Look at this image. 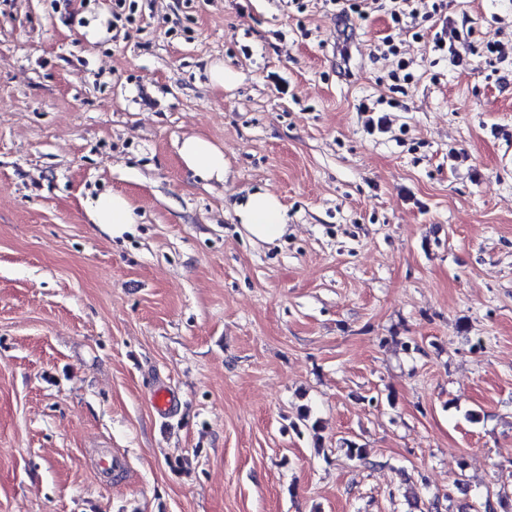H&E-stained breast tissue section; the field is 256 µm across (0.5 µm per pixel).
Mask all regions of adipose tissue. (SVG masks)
Listing matches in <instances>:
<instances>
[{"instance_id":"1","label":"adipose tissue","mask_w":512,"mask_h":512,"mask_svg":"<svg viewBox=\"0 0 512 512\" xmlns=\"http://www.w3.org/2000/svg\"><path fill=\"white\" fill-rule=\"evenodd\" d=\"M186 169L204 180L223 181V150L202 135L185 137L178 147ZM85 211L93 224L111 229L113 236L129 232L137 217L129 198L120 193L100 194L87 198ZM243 234L256 243H271L288 233L286 212L280 201L266 191L248 195L237 208Z\"/></svg>"}]
</instances>
